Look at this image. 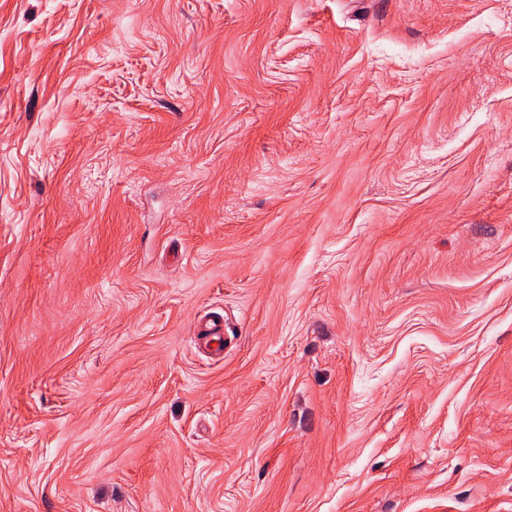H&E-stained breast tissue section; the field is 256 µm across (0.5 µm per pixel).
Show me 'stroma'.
Listing matches in <instances>:
<instances>
[{"instance_id":"stroma-1","label":"stroma","mask_w":512,"mask_h":512,"mask_svg":"<svg viewBox=\"0 0 512 512\" xmlns=\"http://www.w3.org/2000/svg\"><path fill=\"white\" fill-rule=\"evenodd\" d=\"M0 512H512V0H0Z\"/></svg>"}]
</instances>
